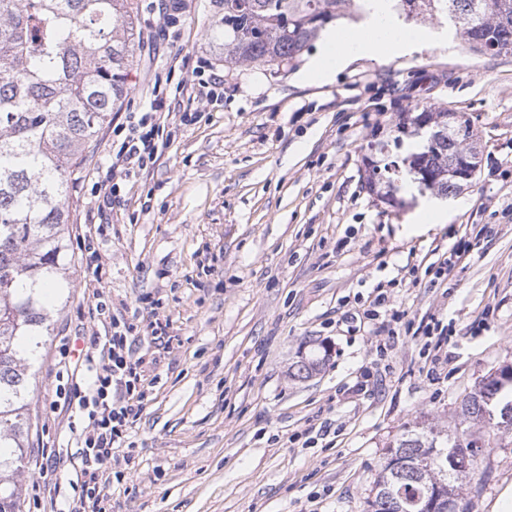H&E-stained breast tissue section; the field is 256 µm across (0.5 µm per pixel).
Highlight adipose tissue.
<instances>
[{
    "label": "adipose tissue",
    "mask_w": 512,
    "mask_h": 512,
    "mask_svg": "<svg viewBox=\"0 0 512 512\" xmlns=\"http://www.w3.org/2000/svg\"><path fill=\"white\" fill-rule=\"evenodd\" d=\"M371 8L370 19L355 29L343 33L331 27L326 29L324 50L310 60L306 73L308 80L332 78L337 69L346 66L351 57L358 53L389 58L419 48V41L403 31L390 0H371Z\"/></svg>",
    "instance_id": "ef3b65f1"
}]
</instances>
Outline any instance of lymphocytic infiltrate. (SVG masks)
<instances>
[{
	"instance_id": "obj_1",
	"label": "lymphocytic infiltrate",
	"mask_w": 512,
	"mask_h": 512,
	"mask_svg": "<svg viewBox=\"0 0 512 512\" xmlns=\"http://www.w3.org/2000/svg\"><path fill=\"white\" fill-rule=\"evenodd\" d=\"M168 126L165 103L159 97L154 98L150 111L118 125L123 139L111 165L116 181L106 187V198L117 199L120 178L138 174L157 162L164 146L161 135ZM111 326L110 334L90 338L91 347L101 349L104 363L91 381L71 391L70 399L86 413L89 428L77 450L81 466L70 483L73 494L58 512H105L103 467L111 462L113 448L124 441L142 410L144 392L128 336L130 327L124 317L116 315Z\"/></svg>"
}]
</instances>
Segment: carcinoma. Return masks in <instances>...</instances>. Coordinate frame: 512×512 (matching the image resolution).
I'll return each mask as SVG.
<instances>
[{
    "mask_svg": "<svg viewBox=\"0 0 512 512\" xmlns=\"http://www.w3.org/2000/svg\"><path fill=\"white\" fill-rule=\"evenodd\" d=\"M209 30L219 57L231 64L264 63L293 70L323 28L346 17L350 0H216ZM408 24L440 15L463 43L482 55H512V0H396ZM136 0H0V512H23L17 477L31 429L29 385L38 337L54 331L56 312L46 290L66 274L71 175L83 152L119 110L135 63ZM448 110L416 106L399 115L392 142L374 149L366 181L380 198L394 197L404 175L438 194L455 191L448 162L476 148L477 133L448 138ZM435 129L421 145L422 116ZM60 284V283H58ZM65 281L60 288L70 287ZM512 404V377L499 368L461 402L463 420L497 435L482 407ZM476 442L434 428L405 431L379 463L374 487L390 501L370 512H448L464 502L462 486L475 473ZM466 449L469 468L448 466ZM403 463L409 479L395 476Z\"/></svg>",
    "mask_w": 512,
    "mask_h": 512,
    "instance_id": "cac0c4a2",
    "label": "carcinoma"
}]
</instances>
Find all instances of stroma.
Segmentation results:
<instances>
[{"mask_svg":"<svg viewBox=\"0 0 512 512\" xmlns=\"http://www.w3.org/2000/svg\"><path fill=\"white\" fill-rule=\"evenodd\" d=\"M167 0H137L141 38L128 94L90 143L75 175L68 247L73 285L53 290L60 308L30 379L32 429L19 490L37 512L34 486L75 475L76 438L87 426L60 397L87 374L63 357L75 338L109 328L119 312L136 326L144 361L143 410L108 469L107 512H367L378 464L404 429L425 422L460 438L463 397L512 364V56L473 54L440 18L409 24L426 36L409 56L369 55L331 82L265 64L219 61L208 33L215 0H184L174 25ZM224 76V96L189 102L200 61ZM178 130L148 172L105 202L113 126L149 111L153 86ZM468 115L480 136V169L448 197L447 223L411 217L430 190L410 183L403 206L380 201L363 158L377 128L416 103ZM192 113L181 122L182 113ZM101 261L92 281L79 239ZM474 242L444 283L432 268L459 239ZM389 298L394 351L380 360L377 322L356 320L377 290ZM105 312L90 316L96 303ZM451 329L447 363L431 365L407 323ZM166 342L155 341L154 324ZM328 347L311 378L292 379L299 353ZM375 387L355 391L363 373ZM327 428L304 447L307 428ZM59 448L40 475L42 446ZM512 482V430L479 449L463 486L469 512H490Z\"/></svg>","mask_w":512,"mask_h":512,"instance_id":"35a3bbf8","label":"stroma"}]
</instances>
